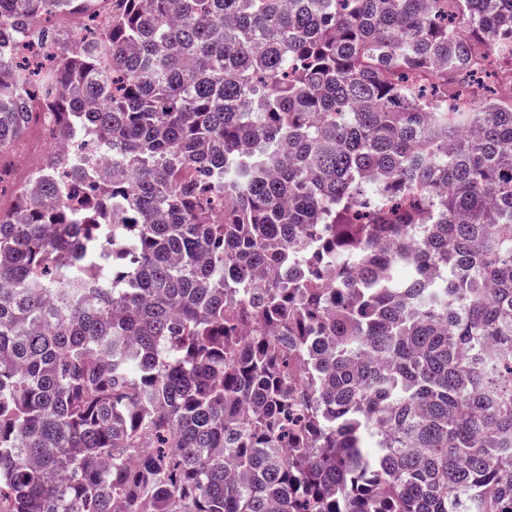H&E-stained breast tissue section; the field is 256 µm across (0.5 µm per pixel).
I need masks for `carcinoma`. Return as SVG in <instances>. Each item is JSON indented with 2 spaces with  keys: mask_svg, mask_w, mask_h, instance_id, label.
<instances>
[{
  "mask_svg": "<svg viewBox=\"0 0 512 512\" xmlns=\"http://www.w3.org/2000/svg\"><path fill=\"white\" fill-rule=\"evenodd\" d=\"M0 0V512H512V0ZM36 126L31 127L29 132L15 145L13 151L6 157V161L11 160L13 170V183L19 187L24 181L30 168L22 161L25 156L38 155L39 159L44 156Z\"/></svg>",
  "mask_w": 512,
  "mask_h": 512,
  "instance_id": "1",
  "label": "carcinoma"
}]
</instances>
